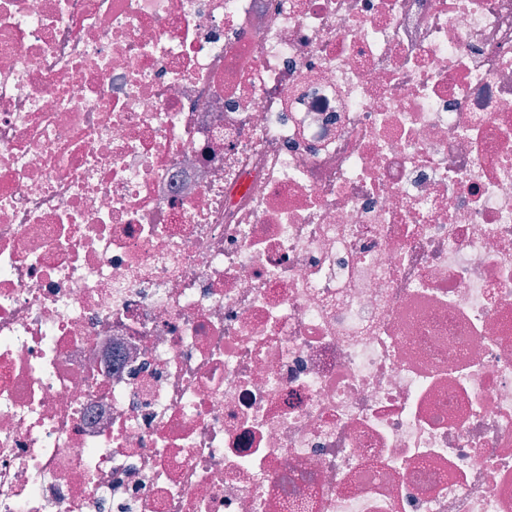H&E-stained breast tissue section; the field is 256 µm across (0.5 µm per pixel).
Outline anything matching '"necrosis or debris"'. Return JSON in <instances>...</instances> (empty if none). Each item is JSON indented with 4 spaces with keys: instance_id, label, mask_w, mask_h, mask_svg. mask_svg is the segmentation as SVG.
Masks as SVG:
<instances>
[{
    "instance_id": "obj_1",
    "label": "necrosis or debris",
    "mask_w": 512,
    "mask_h": 512,
    "mask_svg": "<svg viewBox=\"0 0 512 512\" xmlns=\"http://www.w3.org/2000/svg\"><path fill=\"white\" fill-rule=\"evenodd\" d=\"M0 512H512V0H0Z\"/></svg>"
}]
</instances>
